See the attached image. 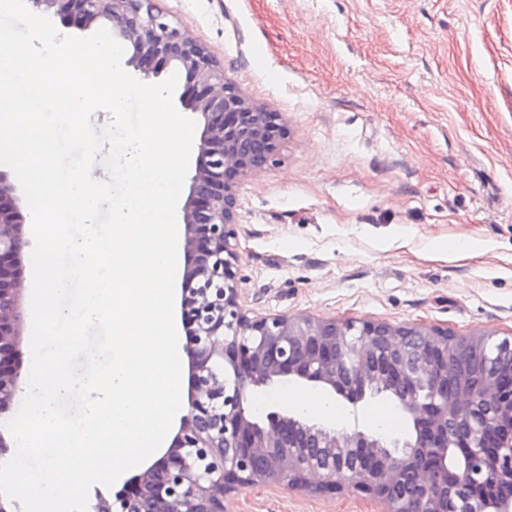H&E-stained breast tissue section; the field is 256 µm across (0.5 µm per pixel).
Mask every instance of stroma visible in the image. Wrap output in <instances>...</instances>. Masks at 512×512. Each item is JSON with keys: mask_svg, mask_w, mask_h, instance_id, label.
Here are the masks:
<instances>
[{"mask_svg": "<svg viewBox=\"0 0 512 512\" xmlns=\"http://www.w3.org/2000/svg\"><path fill=\"white\" fill-rule=\"evenodd\" d=\"M250 99L281 113L276 165L242 178L250 314L428 325L512 340V0H160ZM474 242L477 252L456 251ZM345 431L399 454L389 394ZM370 497L259 485L225 512H379Z\"/></svg>", "mask_w": 512, "mask_h": 512, "instance_id": "35a3bbf8", "label": "stroma"}]
</instances>
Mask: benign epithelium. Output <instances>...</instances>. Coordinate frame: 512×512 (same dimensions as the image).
<instances>
[{
  "label": "benign epithelium",
  "mask_w": 512,
  "mask_h": 512,
  "mask_svg": "<svg viewBox=\"0 0 512 512\" xmlns=\"http://www.w3.org/2000/svg\"><path fill=\"white\" fill-rule=\"evenodd\" d=\"M27 2L81 29H112L145 79L168 68L184 73L182 103L203 120L181 208L187 412L161 455L134 480L95 495L92 512H224L229 496L259 484L321 495L357 491L376 500L379 512H448L450 491L472 512H512V497L496 490L512 482V447L499 444L512 429V382L484 380L478 407L470 385L468 351L485 335L242 311L236 187L278 161L288 133L281 113L244 96L204 44L166 20L158 0ZM24 223L18 188L0 170V416L21 389ZM382 349L396 358V399L415 431L400 456L361 431L338 435L276 408L260 423L246 408L252 389L284 380L319 384L355 406L368 385L388 389L390 374L375 363ZM424 383L427 401L418 394ZM324 448L338 449L337 463H315ZM346 448L361 450L360 466L341 464Z\"/></svg>",
  "instance_id": "1"
}]
</instances>
